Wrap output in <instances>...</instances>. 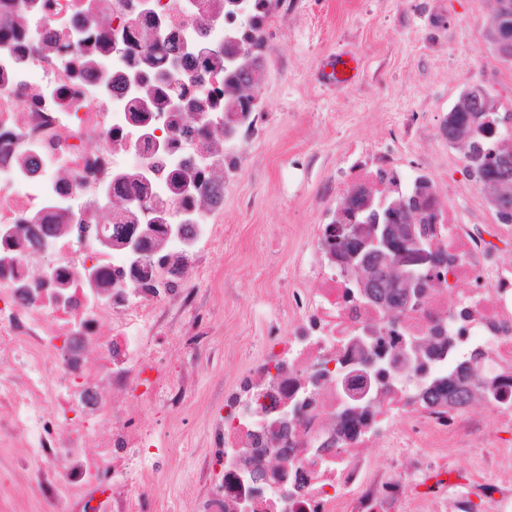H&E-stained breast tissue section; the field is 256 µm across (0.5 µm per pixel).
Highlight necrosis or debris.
<instances>
[{
    "label": "necrosis or debris",
    "mask_w": 512,
    "mask_h": 512,
    "mask_svg": "<svg viewBox=\"0 0 512 512\" xmlns=\"http://www.w3.org/2000/svg\"><path fill=\"white\" fill-rule=\"evenodd\" d=\"M96 2L51 0L48 15L26 18L23 68L0 47V238L12 242L0 247V472L25 478L39 512H137L154 497L163 451L143 409L182 415L212 349L202 318L182 317L197 295L181 266L206 265L224 246L223 225L201 212L186 231L194 247L164 265L147 262L143 280L127 273L123 249L80 237L118 177L151 161L128 95L101 89L104 75L122 69L121 51L98 55L74 80V66L94 50L72 38L74 18ZM140 2L109 0L113 32L189 40L204 29L220 41L231 24L216 0H150L156 28L140 17ZM163 120L184 131L177 156L202 152L223 167V113L208 117L207 148L189 133L193 113ZM437 217L430 246L448 263L418 306L394 312L358 302L330 262L327 225L310 226L287 322L225 388L223 411L208 423L196 512H512V446L500 440L512 432V264L495 258L497 243H512V224H467L452 204ZM89 263L99 286L83 277ZM37 265L58 269L61 284L45 282ZM148 327L162 329L161 347L145 343ZM357 327L383 337L389 354L404 336L426 345L416 367L378 382L364 416L344 402L363 381L351 379L345 392L336 380L361 355L348 344ZM452 355L473 369L469 394L482 397L486 416L419 399ZM490 384L499 396L485 394ZM375 446L386 467L373 466ZM460 448L478 461L474 488L409 498L432 466L457 472Z\"/></svg>",
    "instance_id": "obj_1"
}]
</instances>
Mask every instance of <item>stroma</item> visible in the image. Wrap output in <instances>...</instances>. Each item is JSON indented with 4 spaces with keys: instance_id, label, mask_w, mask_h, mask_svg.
<instances>
[{
    "instance_id": "1",
    "label": "stroma",
    "mask_w": 512,
    "mask_h": 512,
    "mask_svg": "<svg viewBox=\"0 0 512 512\" xmlns=\"http://www.w3.org/2000/svg\"><path fill=\"white\" fill-rule=\"evenodd\" d=\"M497 0H268L260 66L250 91L264 119L239 131L241 168L223 171L224 247L201 283L213 357L179 418L147 408L156 440L172 444L144 512H186L206 450L210 414L232 373L259 358L288 316V290L302 259L299 232L331 223L352 174L375 154L397 158L402 183L449 184L461 220L492 223L488 194L469 176L464 144L444 125L463 91L482 86L512 112V65L490 43ZM360 62L348 85L323 82L324 61Z\"/></svg>"
}]
</instances>
